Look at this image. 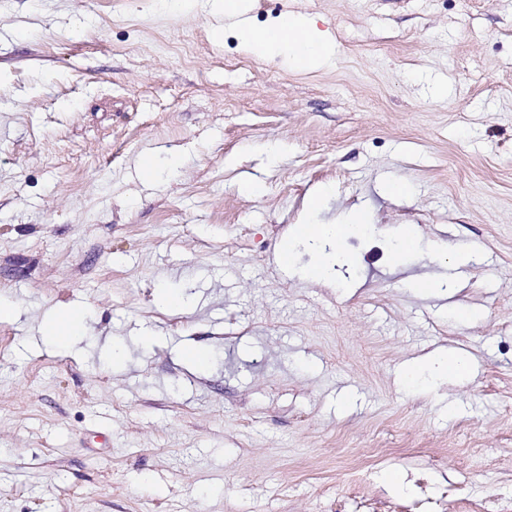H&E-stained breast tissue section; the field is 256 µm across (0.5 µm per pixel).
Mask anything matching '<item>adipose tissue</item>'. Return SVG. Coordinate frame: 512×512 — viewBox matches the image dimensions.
Instances as JSON below:
<instances>
[{
  "instance_id": "ef3b65f1",
  "label": "adipose tissue",
  "mask_w": 512,
  "mask_h": 512,
  "mask_svg": "<svg viewBox=\"0 0 512 512\" xmlns=\"http://www.w3.org/2000/svg\"><path fill=\"white\" fill-rule=\"evenodd\" d=\"M212 7L236 28L243 49L256 58L283 55L291 68L304 72L324 65L333 53L331 43L302 14L289 12L257 29L245 17L246 0H212Z\"/></svg>"
}]
</instances>
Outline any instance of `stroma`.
<instances>
[{"label": "stroma", "instance_id": "1", "mask_svg": "<svg viewBox=\"0 0 512 512\" xmlns=\"http://www.w3.org/2000/svg\"><path fill=\"white\" fill-rule=\"evenodd\" d=\"M289 9L326 67L210 0H0V512H512V0ZM358 212L325 282L274 262ZM211 2L214 11L224 15V22L237 29L243 49L258 59L285 55L291 68L304 72L324 65L333 54L331 43L300 13H286L270 27L256 29L244 17L246 0ZM84 325V314L81 310L69 308L56 314L50 321L40 325L39 333L55 343H64L72 336H77Z\"/></svg>", "mask_w": 512, "mask_h": 512}]
</instances>
